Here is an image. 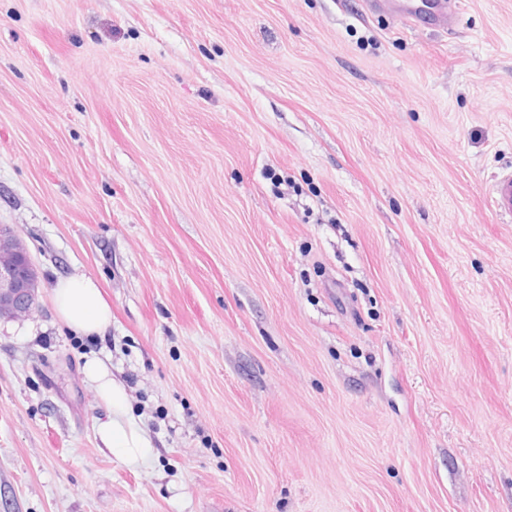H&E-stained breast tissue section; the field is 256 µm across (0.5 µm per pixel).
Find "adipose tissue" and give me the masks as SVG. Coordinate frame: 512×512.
<instances>
[{"label":"adipose tissue","instance_id":"ef3b65f1","mask_svg":"<svg viewBox=\"0 0 512 512\" xmlns=\"http://www.w3.org/2000/svg\"><path fill=\"white\" fill-rule=\"evenodd\" d=\"M54 309L68 327L88 336H100L112 322V308L97 283L74 274L60 279L52 290ZM86 377L94 383L99 403L107 418L100 423V442L119 461L133 466L148 465L154 456L153 441L131 414L124 386L100 360L84 365Z\"/></svg>","mask_w":512,"mask_h":512}]
</instances>
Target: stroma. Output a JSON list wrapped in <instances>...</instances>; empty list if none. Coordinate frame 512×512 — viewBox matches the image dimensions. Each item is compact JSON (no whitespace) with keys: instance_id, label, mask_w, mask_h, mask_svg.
Here are the masks:
<instances>
[{"instance_id":"1","label":"stroma","mask_w":512,"mask_h":512,"mask_svg":"<svg viewBox=\"0 0 512 512\" xmlns=\"http://www.w3.org/2000/svg\"><path fill=\"white\" fill-rule=\"evenodd\" d=\"M454 3L0 0V512H512V0ZM369 7L374 9L383 6H390L403 16L405 19L412 18L414 20L420 21L424 16L430 18L431 21H434V24L445 25L448 22V15L441 8H439L438 13H436L433 8L431 15H423L418 11V7L415 6L412 2H416L415 0H402V4L394 7V4L390 2H382V1H395V0H370ZM491 198L495 211L499 215L512 218V172L502 173L491 189ZM10 232L0 226V315L26 317L37 308L36 270ZM54 309L68 327L86 336H102L112 322V308L97 283L83 274L60 279L52 288ZM84 373L95 384L99 403L105 408L106 421L100 423V442L119 461L133 466H146L154 456L153 441L146 429L131 414L124 386L98 359L85 362Z\"/></svg>"}]
</instances>
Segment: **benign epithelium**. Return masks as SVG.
<instances>
[{
  "instance_id": "7a95c632",
  "label": "benign epithelium",
  "mask_w": 512,
  "mask_h": 512,
  "mask_svg": "<svg viewBox=\"0 0 512 512\" xmlns=\"http://www.w3.org/2000/svg\"><path fill=\"white\" fill-rule=\"evenodd\" d=\"M35 273L27 250L0 226V315L26 317L36 310Z\"/></svg>"
}]
</instances>
